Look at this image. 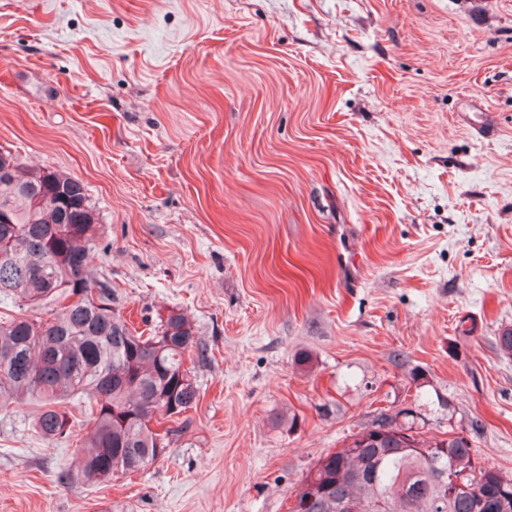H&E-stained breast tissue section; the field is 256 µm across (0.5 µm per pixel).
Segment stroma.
<instances>
[{
  "instance_id": "1",
  "label": "stroma",
  "mask_w": 512,
  "mask_h": 512,
  "mask_svg": "<svg viewBox=\"0 0 512 512\" xmlns=\"http://www.w3.org/2000/svg\"><path fill=\"white\" fill-rule=\"evenodd\" d=\"M1 150L86 186L94 276L184 311L199 397L94 486L81 404L54 443L1 406L0 512H288L405 408L512 477V0H0Z\"/></svg>"
}]
</instances>
